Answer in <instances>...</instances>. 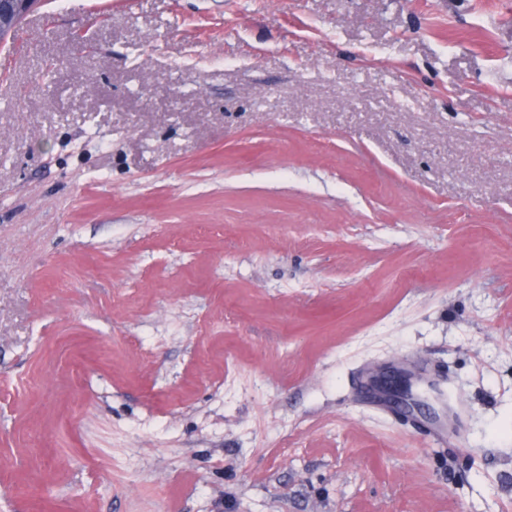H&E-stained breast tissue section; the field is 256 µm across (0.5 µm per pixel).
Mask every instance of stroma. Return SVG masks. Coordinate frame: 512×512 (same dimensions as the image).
<instances>
[{"label": "stroma", "instance_id": "obj_1", "mask_svg": "<svg viewBox=\"0 0 512 512\" xmlns=\"http://www.w3.org/2000/svg\"><path fill=\"white\" fill-rule=\"evenodd\" d=\"M21 27L0 512H512V0Z\"/></svg>", "mask_w": 512, "mask_h": 512}]
</instances>
